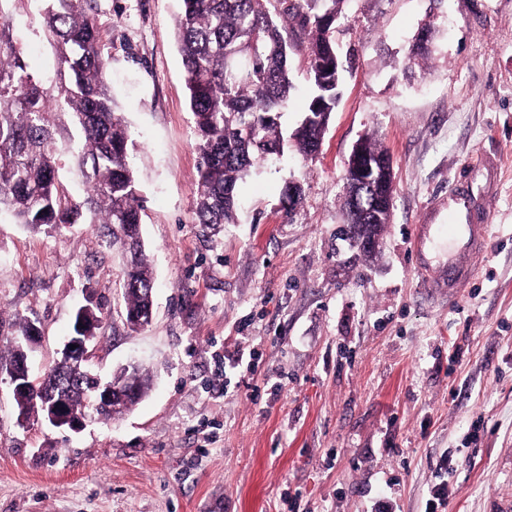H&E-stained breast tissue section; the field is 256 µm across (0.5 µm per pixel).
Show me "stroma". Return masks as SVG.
<instances>
[{"label": "stroma", "instance_id": "35a3bbf8", "mask_svg": "<svg viewBox=\"0 0 512 512\" xmlns=\"http://www.w3.org/2000/svg\"><path fill=\"white\" fill-rule=\"evenodd\" d=\"M116 110L135 145L144 258L155 316L121 319V255L97 225L34 233L0 224V341L18 318L53 365L76 309L102 328L90 364L135 362L149 395L80 433L17 423L0 376V512H512V0H347L334 37L345 70L318 155L295 148L252 168L238 220L197 223V135L175 41L180 0H95ZM42 0H11L30 69L50 71ZM438 31L417 65L424 24ZM292 130L308 103L306 43L288 28ZM371 139L392 159L395 196L368 258L339 235L345 170ZM498 162L489 244L458 301L430 299L408 250L413 224L479 162ZM302 202L281 206L289 179ZM257 371L225 378L240 351ZM262 389L253 397V386ZM434 39V30L431 27H423L419 31L413 44L409 47L406 59L408 63L415 64L420 59L425 58L429 52Z\"/></svg>", "mask_w": 512, "mask_h": 512}]
</instances>
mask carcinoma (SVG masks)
Segmentation results:
<instances>
[{
  "label": "carcinoma",
  "instance_id": "carcinoma-1",
  "mask_svg": "<svg viewBox=\"0 0 512 512\" xmlns=\"http://www.w3.org/2000/svg\"><path fill=\"white\" fill-rule=\"evenodd\" d=\"M40 27L54 50V75L28 70L11 18L0 10V217L31 231L65 224H97L112 245L136 246V258L124 270L122 297L125 324L153 297L154 281L143 259L141 205L130 151L131 134L114 110L107 64L99 41L94 0H43ZM182 0L175 40L185 74L190 112L199 152L197 223L231 224L236 218L237 188L258 162L284 154L293 145L313 158L336 107L341 77L336 75V20L345 0ZM295 20L307 39L312 97L289 137L279 118L288 104L289 44L286 22ZM434 30L421 28L409 47L410 63L425 58ZM79 176L85 196L73 199L61 190L60 176ZM385 216L359 221L347 233L380 238ZM79 335L96 343L101 320L88 303L77 314ZM33 321L18 319L16 337L0 352V371L25 355ZM84 366L61 356L40 384L19 393V416L43 412V385L71 382L68 409L95 413L111 421L129 411L150 389L140 367L122 368L115 383L135 389L124 405L94 410V391L83 378Z\"/></svg>",
  "mask_w": 512,
  "mask_h": 512
}]
</instances>
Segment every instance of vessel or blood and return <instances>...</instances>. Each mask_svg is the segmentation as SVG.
Instances as JSON below:
<instances>
[{"instance_id": "obj_1", "label": "vessel or blood", "mask_w": 512, "mask_h": 512, "mask_svg": "<svg viewBox=\"0 0 512 512\" xmlns=\"http://www.w3.org/2000/svg\"><path fill=\"white\" fill-rule=\"evenodd\" d=\"M481 167L486 186L456 185L448 192L447 204L427 211L412 227L409 251L414 272L433 295L457 299L475 275L474 258L488 245L489 227L478 216V198L489 195L497 164L488 158Z\"/></svg>"}]
</instances>
